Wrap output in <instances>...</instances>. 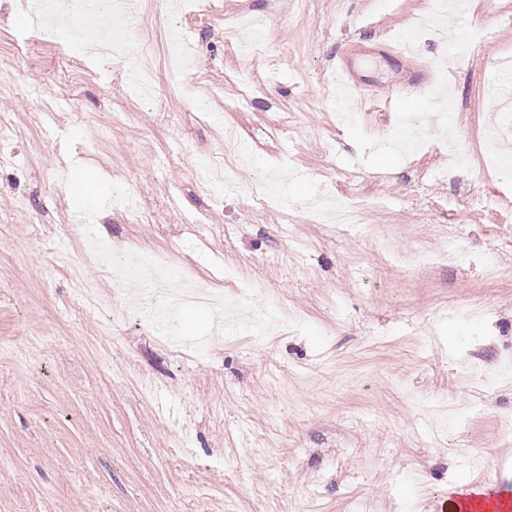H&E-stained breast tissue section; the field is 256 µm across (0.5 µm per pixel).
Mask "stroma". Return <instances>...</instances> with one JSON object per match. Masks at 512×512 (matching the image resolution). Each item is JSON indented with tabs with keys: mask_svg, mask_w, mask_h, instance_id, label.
I'll use <instances>...</instances> for the list:
<instances>
[{
	"mask_svg": "<svg viewBox=\"0 0 512 512\" xmlns=\"http://www.w3.org/2000/svg\"><path fill=\"white\" fill-rule=\"evenodd\" d=\"M160 5L137 0L125 55L98 59L0 0V512H445L459 481H512V180L486 164L512 160L487 135L512 125L487 94L512 26L493 0L462 27L434 0H193L192 94ZM405 30L442 70L415 102L389 90ZM343 58L348 109L323 84ZM74 163L137 203L97 216L112 249L234 302L255 289L283 325L200 356L136 318L89 249ZM322 193L361 222L323 221ZM168 54L181 60V68L179 77L181 84L186 89H192L199 80V73L195 70V65L185 62L187 56L186 43L183 42L176 34L172 25L168 26Z\"/></svg>",
	"mask_w": 512,
	"mask_h": 512,
	"instance_id": "stroma-1",
	"label": "stroma"
}]
</instances>
